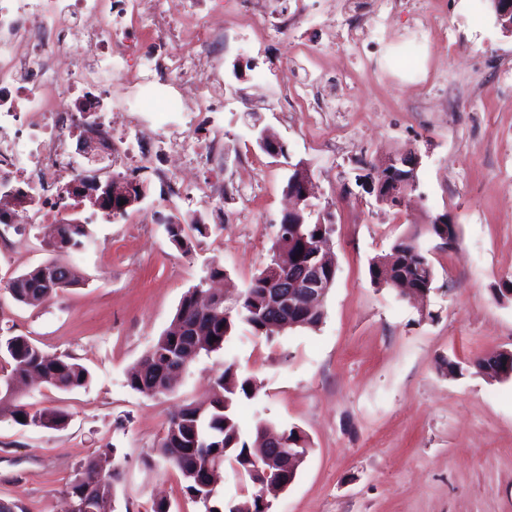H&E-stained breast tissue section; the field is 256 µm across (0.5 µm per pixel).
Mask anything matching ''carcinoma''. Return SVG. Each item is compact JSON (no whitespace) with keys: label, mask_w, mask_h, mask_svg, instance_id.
<instances>
[{"label":"carcinoma","mask_w":512,"mask_h":512,"mask_svg":"<svg viewBox=\"0 0 512 512\" xmlns=\"http://www.w3.org/2000/svg\"><path fill=\"white\" fill-rule=\"evenodd\" d=\"M166 228L183 254H191L193 243L185 234L183 225L168 224ZM329 231L331 225L326 223L308 222L301 226L281 223L269 259L277 256L276 245L279 242L291 243L283 258V263L291 271L313 254L316 234L324 235ZM428 232L442 241L455 238L454 228L444 222L442 215L431 219ZM90 240L91 233L86 224H48L43 237L45 246L55 251L79 252L86 248ZM57 266L58 263L47 261L21 273V276L37 278ZM265 272L266 268L263 267L253 276L241 296L238 308L229 312L222 304L216 309H198L196 296L201 289H189L182 297L173 319V322L180 323L181 333L174 335L167 330L158 337L129 374L127 385L130 389L149 397L172 392L173 388L169 386L162 392L156 391L165 375L175 367L187 368L203 353L224 349L241 325L246 326L252 335L268 340L280 335V331L269 327L264 305ZM369 276L376 286L392 288L398 282H406L413 288L428 292L434 280V270L415 240L402 239L389 252L372 259ZM19 277L5 284V289L16 302L37 307L57 296L52 288H37L32 293L27 288H19ZM0 358L10 366V371L0 376V401L13 397L18 382L31 381L71 392L85 387L90 379L89 371L76 358L70 355L49 356L24 335L0 340ZM474 367L490 378L499 379L512 369V358L501 351L479 359ZM215 385L219 392L214 394L208 405L186 404L169 416L157 445V453L169 467L180 472L185 491L203 505L205 512H269V506L261 505L260 500L255 498L220 506L214 502L215 484L225 463L237 464L242 468L243 476L249 482H254L249 467L263 452L264 436V430L259 425L249 436H244L237 416L238 406L257 395L253 378L242 375L236 362L227 359ZM20 416L24 418V426L53 429L65 427L70 419L69 412L60 407L30 411L24 405H17L13 418ZM113 460V448L107 445L97 449L81 463L78 472L80 476L89 473L95 478L94 484L81 483L75 478L67 484L66 495L88 500L90 507L98 508L99 502L115 490L120 477Z\"/></svg>","instance_id":"1"}]
</instances>
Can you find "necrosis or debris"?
Segmentation results:
<instances>
[{
  "label": "necrosis or debris",
  "mask_w": 512,
  "mask_h": 512,
  "mask_svg": "<svg viewBox=\"0 0 512 512\" xmlns=\"http://www.w3.org/2000/svg\"><path fill=\"white\" fill-rule=\"evenodd\" d=\"M146 9L145 0H0V186L24 185L33 223L61 222L71 183L86 169H111L117 155L166 178L145 144L166 155L183 150L192 128L223 100L219 81L193 78L210 68L223 29L182 31L173 49L159 16L142 42L129 24ZM77 43L89 61L60 69ZM122 74L130 91L116 107L110 93ZM92 85L103 98L96 109L78 107L76 95ZM77 132L87 139L82 162L69 146Z\"/></svg>",
  "instance_id": "1"
}]
</instances>
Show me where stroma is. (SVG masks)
Here are the masks:
<instances>
[{
	"label": "stroma",
	"instance_id": "1",
	"mask_svg": "<svg viewBox=\"0 0 512 512\" xmlns=\"http://www.w3.org/2000/svg\"><path fill=\"white\" fill-rule=\"evenodd\" d=\"M365 2L288 0L302 21L282 37L264 30L252 0H235L221 15L199 0L195 24L224 29L216 49L224 100L196 137H220L222 152L203 168L179 166L173 187L129 173L146 186L144 200L121 221L78 211L95 239L81 254L47 251L40 225L0 224V334L29 336L91 374L72 392L19 395L30 409L65 408L64 428L24 427L0 408V498L30 512H64L66 483L109 444L121 480L108 512H151L159 498L170 512H204L156 446L170 413L211 399L230 356L259 387L239 408L244 428L262 419L307 440L295 481L269 496V512H512V378L493 381L472 368L512 351V295L498 293L512 280V34L488 0H401L385 38L359 59L347 49L346 26L376 5ZM415 10L455 27L453 50L426 43L404 55ZM295 72L337 83L346 111L317 112L297 99L286 81ZM265 127L286 156L260 149ZM405 152L420 158L417 190L407 207L378 204L362 176ZM300 162L317 211L334 215L336 279L320 325L270 341L240 329L227 351L193 362L171 393L131 390L128 370L211 264L235 294L266 263ZM218 182L224 221L214 224L202 188ZM442 214L456 231L449 247L427 230ZM164 216L189 227L191 255L171 242ZM406 237L434 267L422 302L368 275L371 259ZM53 258L77 265L83 284L37 307L15 302L7 281ZM451 360L465 365L464 375H449Z\"/></svg>",
	"mask_w": 512,
	"mask_h": 512
}]
</instances>
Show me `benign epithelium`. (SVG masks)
<instances>
[{"mask_svg": "<svg viewBox=\"0 0 512 512\" xmlns=\"http://www.w3.org/2000/svg\"><path fill=\"white\" fill-rule=\"evenodd\" d=\"M495 11L503 29L512 32V0H495ZM257 142L272 157L287 152L285 143L267 128L260 131ZM417 165L418 156L412 153L390 157L385 161L382 171L365 176L362 186L381 204H400L404 195L399 193V189L407 184L416 186V179L412 175L415 174ZM312 194L308 168L301 164L293 167V173L288 178V197L293 200V205L284 213L285 222L305 223L304 211L312 209L309 202ZM145 195L142 185L136 182L119 185L110 180L103 183L96 175L80 177L70 187L73 204L69 206V210L73 211L88 203L108 214L115 208L117 201L128 198L131 204L136 205L143 201ZM330 254L329 245L324 239L318 238L315 261L303 266L294 277L285 276L275 264L269 266L271 291L267 294V302L279 320L276 324L278 329L297 327L323 302L336 271ZM267 440L268 455L256 461V468L263 478V499L270 489H287L291 481L282 480L281 474L285 471L296 472L303 461V455L287 448L284 439L274 431H269Z\"/></svg>", "mask_w": 512, "mask_h": 512, "instance_id": "7a95c632", "label": "benign epithelium"}]
</instances>
